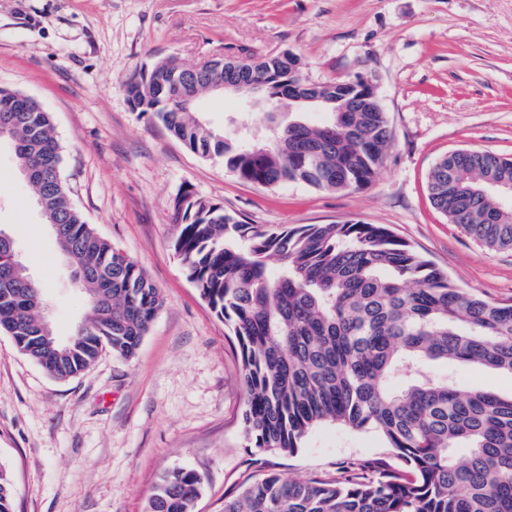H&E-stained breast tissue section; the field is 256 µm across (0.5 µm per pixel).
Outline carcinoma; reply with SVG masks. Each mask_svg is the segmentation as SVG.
I'll return each instance as SVG.
<instances>
[{
    "label": "carcinoma",
    "instance_id": "obj_1",
    "mask_svg": "<svg viewBox=\"0 0 512 512\" xmlns=\"http://www.w3.org/2000/svg\"><path fill=\"white\" fill-rule=\"evenodd\" d=\"M171 65L159 60L126 84L133 111L190 151L224 157L247 182L344 191L371 181L392 146L385 113L331 112L323 124L300 121L266 148L246 149L200 122L197 103L186 110L160 94ZM239 66L265 84L273 103L301 82L297 57L292 68L277 56ZM224 76L233 73L191 74L192 92L199 98ZM17 97L25 94L0 89V140L12 142L17 168L35 170L30 185L44 223L59 225L63 257L83 272L91 316L74 331L70 355L49 354L45 344L56 336L38 322L41 289L15 276L13 249L3 241L0 332L51 377L68 380L105 348L133 358L163 297L71 204L49 113L37 103L8 111ZM510 182L512 160L462 149L434 165L428 191L448 221L485 248L512 250V208L498 195ZM175 209V251L240 347L242 424L254 447L293 452L328 421L379 432L402 461L395 469L354 462L307 481L267 474L245 481L224 512H512V395L461 388L430 370L433 362L468 363L512 375V304L460 287L379 224L266 228L189 194ZM202 489L195 471L168 470L148 512H194ZM0 512H13V487L1 470Z\"/></svg>",
    "mask_w": 512,
    "mask_h": 512
}]
</instances>
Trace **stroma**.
Wrapping results in <instances>:
<instances>
[{
  "label": "stroma",
  "mask_w": 512,
  "mask_h": 512,
  "mask_svg": "<svg viewBox=\"0 0 512 512\" xmlns=\"http://www.w3.org/2000/svg\"><path fill=\"white\" fill-rule=\"evenodd\" d=\"M290 51L311 84L369 76L393 133L375 179L342 192L265 187L201 157L138 116L126 80L169 56L199 64ZM53 120L62 174L88 224L127 254L164 304L136 356L103 350L58 381L0 333V469L14 512H147L159 477L196 471L195 512H223L248 478L335 474L355 459L397 465L385 439L331 422L292 453L253 448L241 424V353L188 279L173 242L174 201L190 193L249 224H383L459 286L512 302V251L491 252L432 204L427 177L457 149L512 159V0H0V88ZM210 126L244 143L267 134L262 107L202 97ZM0 228L42 288L56 335L89 313L32 187L0 141ZM459 385L512 393V376L434 364Z\"/></svg>",
  "instance_id": "1"
}]
</instances>
